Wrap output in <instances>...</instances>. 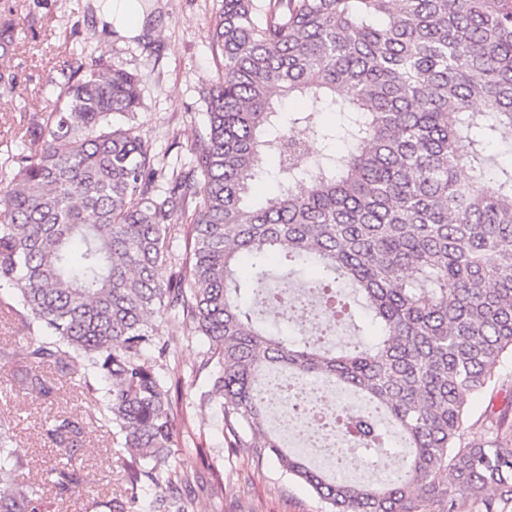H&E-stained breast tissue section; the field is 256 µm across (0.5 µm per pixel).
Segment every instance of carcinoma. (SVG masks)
<instances>
[{"label": "carcinoma", "mask_w": 512, "mask_h": 512, "mask_svg": "<svg viewBox=\"0 0 512 512\" xmlns=\"http://www.w3.org/2000/svg\"><path fill=\"white\" fill-rule=\"evenodd\" d=\"M15 33L1 14L0 82ZM211 45L222 68L189 163L157 162L123 127L138 116L141 78L101 53L69 65L56 108L26 130L15 166H0V286L13 291L0 313L31 335L20 360L0 346V364L45 398L57 383L41 365L83 370L131 457L130 497L96 500V512H129L146 484L145 512H197L196 476L171 463L182 378L158 333L165 317L206 343L191 376L206 374L199 405L221 410L227 447L257 465L276 459L325 512H455L460 497L503 512L512 395L495 400L512 361V166L486 148L512 139V0H220ZM295 98L309 105L285 111ZM317 141L346 151L314 158ZM269 159L276 189L252 202ZM185 220L178 260L170 240ZM307 258L319 310L361 318L370 340L337 352L269 333L274 268ZM312 377L366 402L336 418L340 440H400L391 479L342 480L287 448L265 387ZM487 394L488 438L472 444L468 405ZM82 433L64 415L46 428L59 452ZM25 466L0 419V512H44L37 486L20 481ZM47 478L59 495L81 484L71 466Z\"/></svg>", "instance_id": "obj_1"}]
</instances>
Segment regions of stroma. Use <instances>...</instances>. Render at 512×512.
<instances>
[{"mask_svg": "<svg viewBox=\"0 0 512 512\" xmlns=\"http://www.w3.org/2000/svg\"><path fill=\"white\" fill-rule=\"evenodd\" d=\"M218 6V0H151L145 36L128 41L100 32L92 0H0V14L14 13L17 36L15 88L0 85V143L21 152L26 127L55 108L63 69L96 47L113 64L144 76L134 135L167 165L187 163L190 145L207 123L202 90L218 67L209 38ZM203 385L199 378L181 388L172 457L177 469L200 478L194 488L198 512H321L308 487L285 474L275 459H265L256 469L248 465L245 451L226 447L219 430L221 412L199 407ZM59 412L85 424L72 458L82 483L65 496L45 488L49 512H89L96 498L124 496L130 456L114 427L89 423L97 406L84 395L79 375L64 381L56 398L48 401L18 389L9 368L0 366V416L17 423L16 442L28 459L27 479L40 481L56 462L45 429L50 416ZM202 448L209 449L208 459L199 456ZM215 469L228 476L220 499L211 497L207 488Z\"/></svg>", "mask_w": 512, "mask_h": 512, "instance_id": "35a3bbf8", "label": "stroma"}]
</instances>
